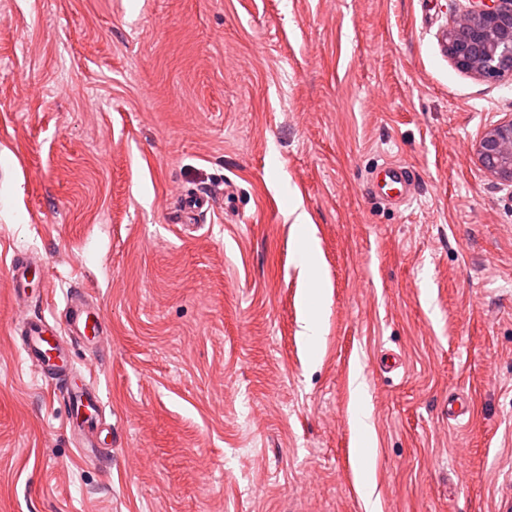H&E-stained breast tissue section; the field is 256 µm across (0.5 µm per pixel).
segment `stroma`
<instances>
[{"label":"stroma","instance_id":"1","mask_svg":"<svg viewBox=\"0 0 512 512\" xmlns=\"http://www.w3.org/2000/svg\"><path fill=\"white\" fill-rule=\"evenodd\" d=\"M465 4L0 0V512H366L358 367L377 512L512 507V184L477 153L512 77L443 55ZM389 159L418 172L409 207L366 190ZM296 204L329 294L315 356ZM77 291L104 321L73 345L97 457L18 330ZM206 204H210V199L202 194H194L186 196L182 201L177 202L175 214H180V220L189 222L197 216L199 210L205 207ZM177 219V217H176ZM177 219L176 223L185 228L194 226L193 224H181V221ZM39 271L40 267L37 263L23 255H16L10 266L11 280L15 292L17 294L26 293V289ZM365 378L362 376V369L358 368L352 374L351 379V394H352V408L351 419L355 422L358 429V438L360 447L364 448L359 459L358 472L364 475V487L369 488V475L373 466V453L375 432L370 422V412L368 407V398L366 390Z\"/></svg>","mask_w":512,"mask_h":512}]
</instances>
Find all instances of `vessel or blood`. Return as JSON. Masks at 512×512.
<instances>
[{"label":"vessel or blood","mask_w":512,"mask_h":512,"mask_svg":"<svg viewBox=\"0 0 512 512\" xmlns=\"http://www.w3.org/2000/svg\"><path fill=\"white\" fill-rule=\"evenodd\" d=\"M368 186L371 194L387 205L400 208L408 205L416 195V179L413 170L405 162L390 160L370 174ZM37 263L25 256H15L10 274L15 292L22 293L39 273ZM103 332L98 308L83 300H72L63 319L48 321L42 318L27 321L21 331L22 350L27 361L38 369H48L57 377V387L63 395L70 417L84 420L86 438L81 446L96 447L97 420L103 407L102 399L94 388L76 381L71 376L73 350L64 341V335L91 341Z\"/></svg>","instance_id":"vessel-or-blood-1"}]
</instances>
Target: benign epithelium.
<instances>
[{"mask_svg": "<svg viewBox=\"0 0 512 512\" xmlns=\"http://www.w3.org/2000/svg\"><path fill=\"white\" fill-rule=\"evenodd\" d=\"M451 24L448 55L457 67L484 78L512 76V0H470ZM484 166L512 184V118L489 129L478 142Z\"/></svg>", "mask_w": 512, "mask_h": 512, "instance_id": "7a95c632", "label": "benign epithelium"}]
</instances>
